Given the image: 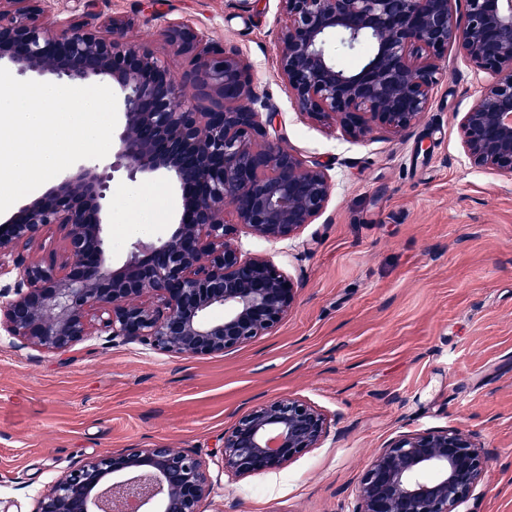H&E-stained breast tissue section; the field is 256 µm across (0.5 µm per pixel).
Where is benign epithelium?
Returning <instances> with one entry per match:
<instances>
[{
    "label": "benign epithelium",
    "mask_w": 512,
    "mask_h": 512,
    "mask_svg": "<svg viewBox=\"0 0 512 512\" xmlns=\"http://www.w3.org/2000/svg\"><path fill=\"white\" fill-rule=\"evenodd\" d=\"M43 0H0V66L69 85L108 79L121 92L123 124L112 154L57 175L56 186L0 224V330L20 347L65 352L93 333L190 357L222 353L274 328L294 301L291 283L262 257L230 242L238 225L265 241L296 236L325 212L333 183L323 166L268 142L277 113L262 112L250 63L170 23L172 51L190 56L179 77L148 45L127 40L129 21L106 33L87 23L45 24ZM275 49L297 112L333 119L355 139L400 132L428 109L436 61L454 48L494 82L459 119L474 165L512 178V0H280ZM353 69L336 63V44ZM212 95L199 111L194 100ZM164 175L182 190V213L165 239H136L123 266L109 263L104 234L109 182ZM64 230L66 261H28L21 250L46 228ZM220 310L224 315L213 316ZM326 433L313 406L283 398L252 409L224 432V471L237 477L283 468ZM461 430L398 436L360 477L352 512H461L485 457ZM214 490L195 454L154 446L95 455L41 492L33 512H201Z\"/></svg>",
    "instance_id": "obj_1"
}]
</instances>
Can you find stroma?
<instances>
[{
  "label": "stroma",
  "instance_id": "35a3bbf8",
  "mask_svg": "<svg viewBox=\"0 0 512 512\" xmlns=\"http://www.w3.org/2000/svg\"><path fill=\"white\" fill-rule=\"evenodd\" d=\"M129 20L176 74L163 22L205 30L250 61L277 112L270 142L326 166L325 213L293 238L267 242L237 226L232 242L292 284L270 331L221 354L187 358L92 336L63 353L0 337V503L31 512L56 477L85 459L164 445L206 460L214 492L202 512H351L375 454L402 434L462 429L486 467L464 512H512V179L470 164L457 113L490 75L448 52L430 107L409 130L358 140L295 112L278 75L279 0H48L50 21ZM110 263L137 237H168L180 206L162 175L108 191ZM154 223L133 229V214ZM290 397L318 409L327 435L288 466L225 475L224 433L255 406Z\"/></svg>",
  "mask_w": 512,
  "mask_h": 512
}]
</instances>
